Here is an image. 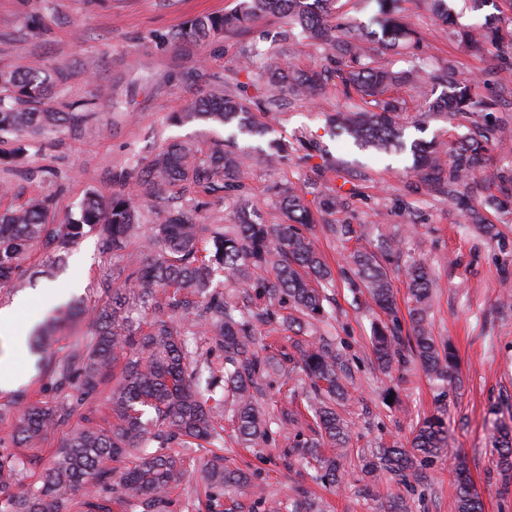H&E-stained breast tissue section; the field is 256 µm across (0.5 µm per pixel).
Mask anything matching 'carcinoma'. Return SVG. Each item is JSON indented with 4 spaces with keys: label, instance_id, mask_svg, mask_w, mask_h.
Here are the masks:
<instances>
[{
    "label": "carcinoma",
    "instance_id": "obj_1",
    "mask_svg": "<svg viewBox=\"0 0 512 512\" xmlns=\"http://www.w3.org/2000/svg\"><path fill=\"white\" fill-rule=\"evenodd\" d=\"M320 3L329 5L331 0H241L230 12L193 18L169 38L203 40L234 34L270 12L279 14L288 31L298 29L323 42L336 58L332 75L346 93L365 103L355 112L336 116V135L381 154H410L421 187L462 206L467 222L490 232L484 210L500 209L503 202L491 196L476 206L472 196L481 189L485 155L512 134L507 125L488 121L493 103L456 81L450 64L443 75L449 103L443 118L465 116L478 132L449 148L435 141H406L398 122V101L384 95L391 87L418 78V70L393 71L374 64L367 45L372 31L332 36L329 12L317 13ZM429 3L448 39L512 54L511 30L505 32L489 22L464 28L457 24L448 0ZM382 26L389 32L390 47L414 40V33L388 11ZM60 75L37 65L23 72L1 70L0 134L22 135L61 125L64 113L48 107ZM266 78L273 90L286 87L295 94L313 91L326 81L321 72L297 74L288 66L268 69ZM174 118L234 123L239 133H254L252 112L237 94L201 96ZM284 152L281 145L273 152L217 147L202 157L194 144L175 139L146 163L124 172L123 180L134 182L135 191L109 199L91 191L82 202L80 218L71 223H46L47 205L36 198L0 212V285L20 279L24 263L37 248L50 259L61 257L86 227L99 230L105 249L119 262L125 243L139 232L136 197L163 198L174 187L186 185L236 197L247 159L273 163ZM279 206L284 223L268 224L256 210L240 203L237 223L216 227L205 244L203 226L191 212L182 208L163 212L147 235L151 256L127 276L132 286L112 289L90 336L74 340L64 356L50 347L49 337L75 311L56 310L47 328L32 338L31 349L61 399L51 405L21 390L0 408V423L10 428L8 441L0 440V512H169L171 487L185 461L174 449L224 446L226 421L245 447L265 448L279 437L284 458L299 454L314 461L311 481L340 483L350 436L337 406L347 399L353 380L349 358L329 336L309 342L284 335L287 330L301 333L310 321L324 317L331 270L315 243L314 219L304 197L292 188L284 189ZM377 249L349 256L358 279L353 287L366 289L370 310L393 317L396 296L388 266L399 260L398 241L382 233ZM403 273L412 302V331L404 336L394 326H373L371 340L379 369L390 376L416 362L433 379L451 383L456 355L427 329L433 271L414 260L403 266ZM276 376L300 382L305 412L288 407L275 412L262 404ZM102 392L109 427L88 422L72 428L44 467L40 484L15 490L29 459L8 445L38 447L86 399ZM308 413L315 428L307 438L297 427ZM445 415L446 409L439 406L418 422L405 447L381 444L372 450L364 464L369 483L383 474L405 481L423 463L443 455L448 441ZM494 443L496 468L507 488L512 484V426L498 425ZM123 457L129 459L124 467H104L105 461ZM456 475L448 512H483L482 497L461 456L456 458ZM198 478L215 502L231 490H249L264 512H313L308 490L270 496L254 483L255 474L231 467L219 454L200 463Z\"/></svg>",
    "mask_w": 512,
    "mask_h": 512
}]
</instances>
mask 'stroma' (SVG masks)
Here are the masks:
<instances>
[{
    "label": "stroma",
    "mask_w": 512,
    "mask_h": 512,
    "mask_svg": "<svg viewBox=\"0 0 512 512\" xmlns=\"http://www.w3.org/2000/svg\"><path fill=\"white\" fill-rule=\"evenodd\" d=\"M238 0H0V70L31 65L61 68L64 79L50 102L56 112H80L84 121L59 132L19 138L0 135V153L24 147L17 163L0 166V211L40 197L48 205L47 221L64 224L78 218L87 192L104 196L128 191L120 173L146 162L173 139H190L201 153L223 145V126L192 121L173 124L198 98L222 90L242 92L266 138L293 145L288 157L273 167L251 162L241 176L244 200L257 207L265 221L284 216L275 203L279 187L302 192L310 208L319 197L338 189L343 179L328 168L333 156L366 164L368 178L348 209L329 215V222L366 225V234L347 241L317 229L321 250L332 268L334 283L332 333L355 358V382L346 417L353 450L340 486L315 489L319 512H383L389 496L401 494L412 512H448L455 492L454 455H464L485 512H512V492L500 490L495 466L493 426L512 399V310L499 309L505 289H512V206L489 211L491 237L465 224L460 210L447 200L417 187L406 155H385L357 149L331 136L327 114L349 104L343 86L329 81L313 95L270 97L257 68L248 66L255 52L275 56L300 69H334L323 43L289 36L271 13L245 32L223 33L203 41L174 43L169 33L200 14H222ZM398 16L415 30L418 43L398 49L377 46L380 63L395 71L421 68L426 75L455 64L464 80H476L480 91L496 102L498 119L512 123V65L495 52L452 43L433 22L427 0H402ZM444 86L403 84L393 97L403 100L405 137L449 141L468 134V122L450 125L440 118L418 123L423 102L442 98ZM170 204L188 205L198 223L212 228L233 221L235 200L199 189L174 188ZM401 239V260L423 259L432 265L435 285L430 323L438 341L456 354L461 387L440 386L416 368L384 377L373 363L365 295L350 286L352 271L343 257L368 248L378 233ZM112 267L98 233L88 232L66 254L63 263L41 268L27 264L23 286L0 287V308L40 288L63 289L66 299L79 300L81 312L55 333L54 348L65 354L75 337L89 335L94 313L105 305L103 279ZM398 395L394 404L381 396L384 388ZM444 405L448 415V453L425 466V482L407 485L386 475L367 488L361 451L376 442H404L419 418ZM232 463L258 474L267 494H294L308 485L300 463L285 464L279 448L226 449Z\"/></svg>",
    "instance_id": "stroma-1"
}]
</instances>
